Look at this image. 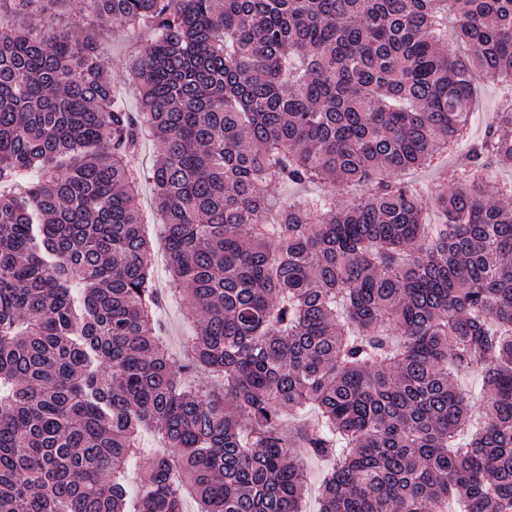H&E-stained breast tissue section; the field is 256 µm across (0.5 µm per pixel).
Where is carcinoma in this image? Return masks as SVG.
Here are the masks:
<instances>
[{"mask_svg":"<svg viewBox=\"0 0 512 512\" xmlns=\"http://www.w3.org/2000/svg\"><path fill=\"white\" fill-rule=\"evenodd\" d=\"M0 512H512V0H0ZM154 37L118 101L108 23ZM469 47L457 58L448 32ZM180 359L141 231L144 135ZM325 191L268 215L273 191ZM432 205L436 232L424 222ZM480 364V418L453 371ZM204 368L219 392L187 388ZM156 434L165 450L144 448ZM510 91V88L500 83H492L483 80L476 82V90L473 98L471 113L470 140H480L499 111L502 99ZM453 163L454 155L448 159V165L445 170L446 174H443V172L439 170L421 169L414 174V179L425 184L433 194H437L446 188L448 190L452 175L450 171ZM161 318L171 352L179 357L183 339L193 332V323L184 318L180 306L175 302L162 304ZM296 456L304 458V467L308 484V492L306 495V512H318V494L322 482L323 474L327 468L325 462L309 457L305 448H291Z\"/></svg>","mask_w":512,"mask_h":512,"instance_id":"carcinoma-1","label":"carcinoma"}]
</instances>
